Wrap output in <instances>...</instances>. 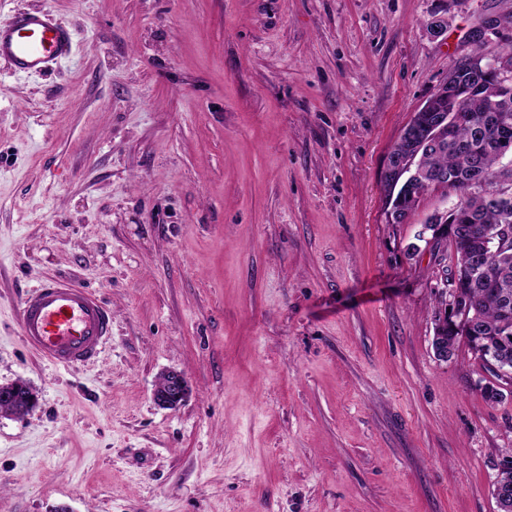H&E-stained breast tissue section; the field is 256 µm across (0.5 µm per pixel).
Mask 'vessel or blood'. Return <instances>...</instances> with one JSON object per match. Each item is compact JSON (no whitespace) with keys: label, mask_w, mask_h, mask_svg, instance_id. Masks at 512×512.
<instances>
[{"label":"vessel or blood","mask_w":512,"mask_h":512,"mask_svg":"<svg viewBox=\"0 0 512 512\" xmlns=\"http://www.w3.org/2000/svg\"><path fill=\"white\" fill-rule=\"evenodd\" d=\"M73 45L71 31L41 11L18 14L0 27V59L19 72L44 71ZM20 329L30 350L69 368L98 358L112 334V312L92 289L47 277L25 295Z\"/></svg>","instance_id":"obj_1"}]
</instances>
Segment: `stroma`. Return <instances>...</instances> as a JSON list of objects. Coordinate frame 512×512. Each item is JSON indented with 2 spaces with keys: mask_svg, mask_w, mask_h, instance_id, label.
I'll return each mask as SVG.
<instances>
[{
  "mask_svg": "<svg viewBox=\"0 0 512 512\" xmlns=\"http://www.w3.org/2000/svg\"><path fill=\"white\" fill-rule=\"evenodd\" d=\"M35 9L75 49L0 61V384L39 396L0 415V512H497L512 395L436 355V265L407 252L453 199L391 224L382 178L512 0H0V25ZM48 274L111 309L95 362L25 345ZM188 377L177 370H168L160 375L153 391L154 402L162 408L177 409L188 397ZM0 399L7 410L0 408V414L20 417L32 411L38 404L36 390L27 382L14 381L0 385ZM22 402L21 406H15L14 400ZM14 404V405H13Z\"/></svg>",
  "mask_w": 512,
  "mask_h": 512,
  "instance_id": "35a3bbf8",
  "label": "stroma"
}]
</instances>
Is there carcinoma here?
Instances as JSON below:
<instances>
[{"mask_svg":"<svg viewBox=\"0 0 512 512\" xmlns=\"http://www.w3.org/2000/svg\"><path fill=\"white\" fill-rule=\"evenodd\" d=\"M470 59L455 63L448 69L447 80L455 82L467 74L482 80L483 71ZM499 100L512 106V88L497 91L488 85L464 100L465 108L475 117L473 123L454 126L451 140L437 147L422 150L414 165L448 177V186L455 195V208L448 211L452 231L425 243L440 266L442 276L457 270L468 271L472 256L482 252L479 271L467 276L468 283L460 289V305L468 310L471 325L464 328L450 322L444 328L442 340L453 353L460 341H465L471 353L494 377L499 374L488 364L478 347L494 352L496 364L512 372V340L502 342L504 327L512 328V205L499 207L485 202L488 188L504 180L512 181V166L503 164L495 138L501 132L488 121V108ZM387 203L403 200L408 218L415 211L411 190L398 175L383 176ZM477 227L498 235V244L483 246V240L469 235ZM494 494L497 512H512V469L501 471Z\"/></svg>","mask_w":512,"mask_h":512,"instance_id":"cac0c4a2","label":"carcinoma"}]
</instances>
